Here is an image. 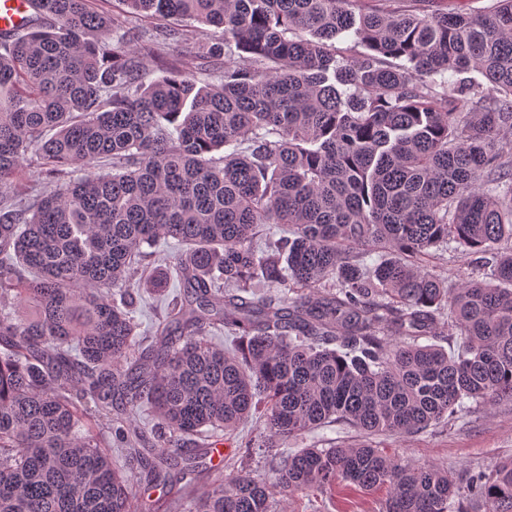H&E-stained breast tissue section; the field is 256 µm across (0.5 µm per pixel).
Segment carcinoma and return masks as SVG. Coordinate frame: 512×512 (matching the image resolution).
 <instances>
[{
  "label": "carcinoma",
  "mask_w": 512,
  "mask_h": 512,
  "mask_svg": "<svg viewBox=\"0 0 512 512\" xmlns=\"http://www.w3.org/2000/svg\"><path fill=\"white\" fill-rule=\"evenodd\" d=\"M33 2L37 25L0 36V512H155L137 476L171 482L177 441H193L182 499L213 439L258 411L262 448L331 420L362 440L301 448L268 480L220 473L194 512H285L275 491L338 481L388 488L383 512H512V460L458 483L374 444L466 399H512V0L423 16L360 0H120L112 16ZM129 16L220 31L190 42L208 65L178 55L152 77L143 58L185 31ZM31 153L53 189L27 202L6 178ZM263 224L293 231L258 251ZM161 237L182 245L184 290L138 340L140 290L166 282L136 274ZM448 242L490 255L492 277L448 287L425 268ZM445 315L456 354L419 342ZM222 328L237 350L211 342ZM143 407L168 437L136 424Z\"/></svg>",
  "instance_id": "1"
}]
</instances>
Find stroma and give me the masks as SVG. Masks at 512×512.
<instances>
[{
  "label": "stroma",
  "mask_w": 512,
  "mask_h": 512,
  "mask_svg": "<svg viewBox=\"0 0 512 512\" xmlns=\"http://www.w3.org/2000/svg\"><path fill=\"white\" fill-rule=\"evenodd\" d=\"M427 268L452 284L466 275L484 277L489 272L481 256L462 259L451 246L435 249ZM264 434V422L259 416L243 421L222 444L221 465L225 473L245 467L259 477H270V458L260 446ZM357 438L354 428L335 421L290 440L288 449L293 452L308 445L327 448L351 444ZM379 442L387 455L401 462L432 463L448 469L461 481L512 458V401L503 399L490 408L471 403L453 421L408 435L383 436ZM247 443L252 446L248 453L243 450ZM385 498V490L367 491L345 483L321 494L287 491L282 495L287 512H381Z\"/></svg>",
  "instance_id": "obj_1"
}]
</instances>
